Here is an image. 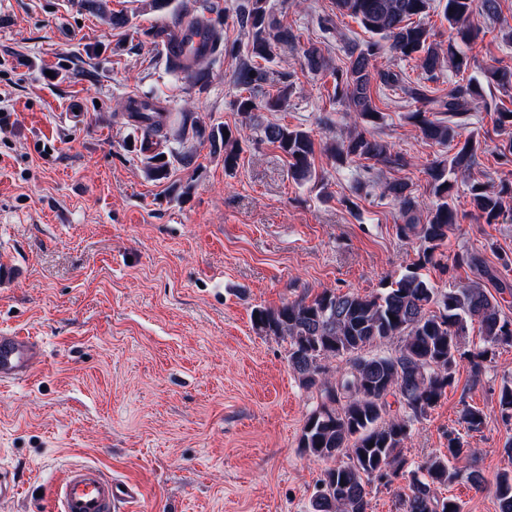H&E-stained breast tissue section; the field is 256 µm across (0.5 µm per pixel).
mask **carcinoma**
Returning <instances> with one entry per match:
<instances>
[{"label":"carcinoma","instance_id":"obj_1","mask_svg":"<svg viewBox=\"0 0 512 512\" xmlns=\"http://www.w3.org/2000/svg\"><path fill=\"white\" fill-rule=\"evenodd\" d=\"M433 0H335L340 14L360 20L371 33V40L346 45L342 65L333 66L322 49L311 44L303 50L304 67L311 73L327 72L333 78V99L353 114L352 129L331 148L336 166L367 161L365 175L357 181L358 194L371 183L374 165L390 169L407 166L403 154L391 142L373 132L382 120L372 95V82L386 86L401 82V75L377 70L373 61L384 49L403 59H414L422 71V80L407 88L408 97L422 107L407 114L423 138L436 145L448 146L459 141L461 130L468 125L471 101L483 88L474 77L456 83L445 96L432 97L426 82L437 79L443 67L465 72L475 61L466 53L448 50L442 53L435 33L421 21L432 8ZM448 21V38L467 44L476 33L475 19L495 20L501 12L500 0H438ZM83 8L101 15L113 28L130 26L132 18L114 13L106 0H84ZM217 6L209 5L199 13L185 9L171 22L148 32L166 46L167 70L196 83L206 79L202 55L181 56L184 28L203 19L211 33V53L224 50V27L209 15ZM235 16L247 30V61L233 76L235 87L249 92L233 100V107L248 121L258 144L278 147L288 158L293 177L298 181L317 182L315 141L310 132L278 123L258 121L257 111H280L288 102L292 83L274 95L257 98L255 92L268 80L266 64L277 51L295 41L293 32L274 21L268 0H238ZM420 21H412V17ZM489 83L503 91L512 89V67L484 68ZM143 130V149L150 140H181L187 132L206 139L213 152H224V170L231 172L239 165V140L234 132L223 135L225 127L209 130L196 125L189 112H163L139 116ZM483 152L482 142L469 136L451 156L437 160L425 168L427 189L433 197L426 217H421V201L406 182L394 180L383 186L382 195L392 198L399 212L395 224L397 235L419 243L418 260L412 267L390 282L376 295L336 292L325 289L314 297L303 295L276 309L259 307L252 318L256 331L288 339V362L301 383L315 388L320 402L307 417L300 437V447L309 456L322 461L346 458L340 465L328 467L316 484L312 512H369L370 486H390L401 479L407 491L397 495V512H462L458 501L441 497L437 486L454 482L461 470L448 466L451 459L468 456L471 449L460 433L448 432V454H434L415 463L406 458L404 445L411 435L412 423L427 414L455 381L459 363L471 364L472 376L482 373V364L495 348L512 345V318L506 316L497 295L484 281H494L496 274L477 255L465 250L455 253L450 262H442L440 248L456 224L458 213L454 196L458 179L477 164ZM170 161L161 154L150 156L148 174L154 180L166 178ZM468 191L474 217L485 224H496L512 209V181L496 184L473 182ZM438 265L452 272L468 269L473 278L437 288L423 274L422 267ZM478 324L479 346L466 345L468 326ZM395 339L392 353L371 357L360 355L362 349L377 341ZM345 361L346 368L334 377L328 376L324 362ZM395 398L402 415L391 413L388 397ZM499 406L505 420L512 419V381L500 387ZM486 422L484 410L466 405L459 423L470 432H478ZM494 494L498 512H512V471L497 474Z\"/></svg>","mask_w":512,"mask_h":512}]
</instances>
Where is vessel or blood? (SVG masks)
Returning <instances> with one entry per match:
<instances>
[{
  "label": "vessel or blood",
  "instance_id": "1",
  "mask_svg": "<svg viewBox=\"0 0 512 512\" xmlns=\"http://www.w3.org/2000/svg\"><path fill=\"white\" fill-rule=\"evenodd\" d=\"M43 357L36 337L15 332L0 333V382L28 377ZM138 493L120 487L98 467L82 465L68 471L53 494L54 512H120L133 503Z\"/></svg>",
  "mask_w": 512,
  "mask_h": 512
}]
</instances>
